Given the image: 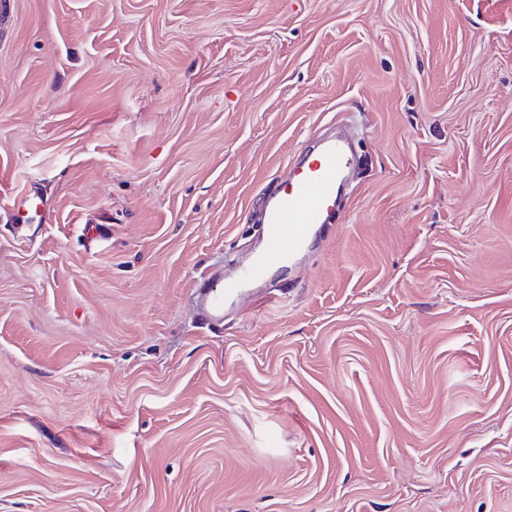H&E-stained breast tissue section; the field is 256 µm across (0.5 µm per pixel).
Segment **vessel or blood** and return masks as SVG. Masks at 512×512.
Instances as JSON below:
<instances>
[{"label": "vessel or blood", "mask_w": 512, "mask_h": 512, "mask_svg": "<svg viewBox=\"0 0 512 512\" xmlns=\"http://www.w3.org/2000/svg\"><path fill=\"white\" fill-rule=\"evenodd\" d=\"M353 163L347 144L332 139L325 143L317 160L294 166L287 182L265 207L261 250L233 277L216 284L209 297L213 314H221L227 298L262 278L269 268L298 255L318 225L330 223L336 212L338 184Z\"/></svg>", "instance_id": "1"}]
</instances>
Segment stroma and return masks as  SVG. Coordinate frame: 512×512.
Segmentation results:
<instances>
[{
	"label": "stroma",
	"mask_w": 512,
	"mask_h": 512,
	"mask_svg": "<svg viewBox=\"0 0 512 512\" xmlns=\"http://www.w3.org/2000/svg\"><path fill=\"white\" fill-rule=\"evenodd\" d=\"M0 512H512V0H6ZM309 157L294 166L288 181L266 205L264 240L259 253L233 277L209 287L215 288L208 298L214 315L223 312L227 298L262 278L269 268L298 255L317 226L329 224L335 215L338 184L355 160L341 139L327 141L318 160L307 163Z\"/></svg>",
	"instance_id": "obj_1"
}]
</instances>
